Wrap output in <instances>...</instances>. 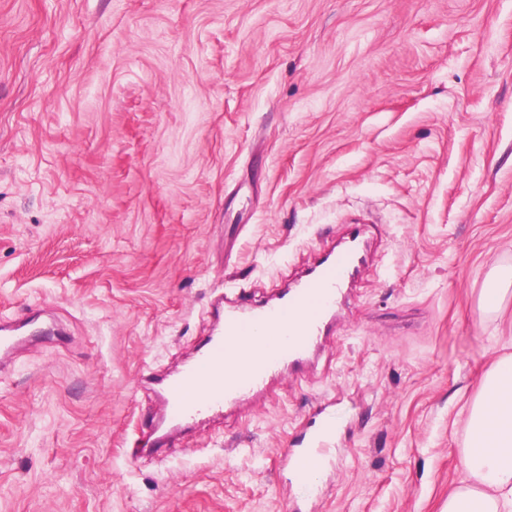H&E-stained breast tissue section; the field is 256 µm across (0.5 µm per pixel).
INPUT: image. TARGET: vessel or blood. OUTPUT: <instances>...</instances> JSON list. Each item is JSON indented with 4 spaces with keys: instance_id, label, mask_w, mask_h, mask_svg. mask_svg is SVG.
I'll list each match as a JSON object with an SVG mask.
<instances>
[{
    "instance_id": "obj_1",
    "label": "vessel or blood",
    "mask_w": 512,
    "mask_h": 512,
    "mask_svg": "<svg viewBox=\"0 0 512 512\" xmlns=\"http://www.w3.org/2000/svg\"><path fill=\"white\" fill-rule=\"evenodd\" d=\"M379 232L375 224L344 225L336 248L321 253L305 275L262 304H248L239 294L217 301L212 314L223 328L200 345L190 367L163 383L161 416L153 434H168L203 415L255 398L282 371L302 373L310 355L331 335L346 289L371 266L367 246ZM257 331L267 336L263 353L237 360L231 339ZM35 334L30 320L21 322L19 329L0 330V357L8 358ZM332 441V426L322 423L305 448L287 456L286 466L305 477L312 464H324Z\"/></svg>"
}]
</instances>
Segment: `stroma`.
<instances>
[{
	"mask_svg": "<svg viewBox=\"0 0 512 512\" xmlns=\"http://www.w3.org/2000/svg\"><path fill=\"white\" fill-rule=\"evenodd\" d=\"M370 271L301 377L149 449L228 288L263 302L340 227ZM512 0H0V512H443L512 354ZM512 287V267H496L481 289L480 309L495 310ZM16 329H6L1 326L0 328V357L1 359L8 358L10 354L20 346L33 341L38 328L33 326L36 324L35 318L29 319L24 322L14 323ZM24 329L28 336L21 335L16 331ZM333 441V428L324 419L322 425L316 429L308 438L306 448L295 451L287 456L285 465L291 467L299 478L306 477V473L310 470L312 461H316L322 466L326 459L328 449L326 448Z\"/></svg>",
	"mask_w": 512,
	"mask_h": 512,
	"instance_id": "stroma-1",
	"label": "stroma"
}]
</instances>
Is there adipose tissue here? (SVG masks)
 Returning a JSON list of instances; mask_svg holds the SVG:
<instances>
[{"label": "adipose tissue", "mask_w": 512, "mask_h": 512, "mask_svg": "<svg viewBox=\"0 0 512 512\" xmlns=\"http://www.w3.org/2000/svg\"><path fill=\"white\" fill-rule=\"evenodd\" d=\"M467 423L463 462L472 482L449 492L444 512H512V356L485 374Z\"/></svg>", "instance_id": "obj_1"}]
</instances>
